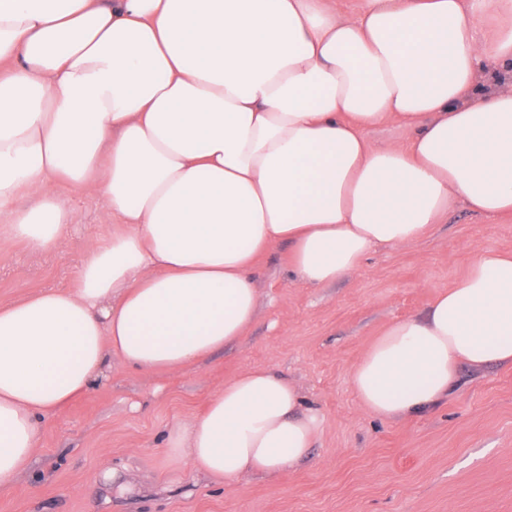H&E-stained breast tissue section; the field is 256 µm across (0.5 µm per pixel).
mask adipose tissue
I'll use <instances>...</instances> for the list:
<instances>
[{"label":"adipose tissue","instance_id":"obj_1","mask_svg":"<svg viewBox=\"0 0 512 512\" xmlns=\"http://www.w3.org/2000/svg\"><path fill=\"white\" fill-rule=\"evenodd\" d=\"M506 79L512 0H0V235L58 248L73 215L52 181L95 183L113 220L73 287L0 305V488L113 358L173 373L245 336L278 245L322 286L455 202L511 216ZM388 121L403 140L367 137ZM494 363L512 365V254L488 250L350 384L364 413L403 419ZM322 425L252 367L167 446L221 482L274 476Z\"/></svg>","mask_w":512,"mask_h":512}]
</instances>
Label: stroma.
I'll return each mask as SVG.
<instances>
[{
	"instance_id": "stroma-1",
	"label": "stroma",
	"mask_w": 512,
	"mask_h": 512,
	"mask_svg": "<svg viewBox=\"0 0 512 512\" xmlns=\"http://www.w3.org/2000/svg\"><path fill=\"white\" fill-rule=\"evenodd\" d=\"M74 223L52 253L0 240V304L69 287L87 245L112 223L91 186L64 190ZM512 254V217L456 205L417 242L381 249L353 277L289 283L287 246L259 263L245 336L181 371L110 377L41 426L35 455L0 490V512H512V365L461 366L433 411L385 420L361 411L353 366L392 322L417 314L482 252ZM273 368L319 409L310 457L277 477L218 482L174 461L167 432L243 369Z\"/></svg>"
}]
</instances>
